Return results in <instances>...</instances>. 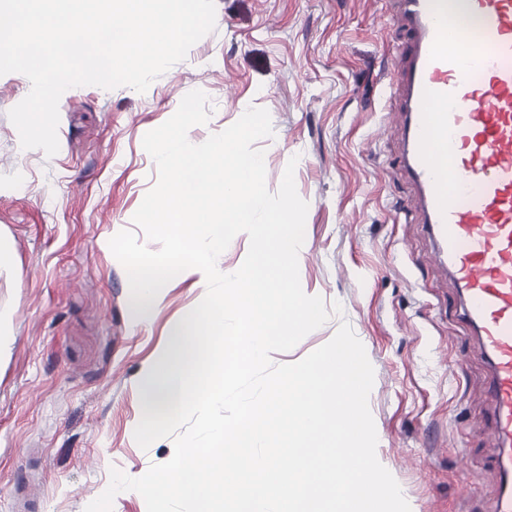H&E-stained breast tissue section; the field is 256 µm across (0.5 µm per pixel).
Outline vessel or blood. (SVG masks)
Listing matches in <instances>:
<instances>
[{"label":"vessel or blood","instance_id":"b4317fda","mask_svg":"<svg viewBox=\"0 0 512 512\" xmlns=\"http://www.w3.org/2000/svg\"><path fill=\"white\" fill-rule=\"evenodd\" d=\"M392 4L402 162L489 367L494 512H512V0H465L461 16L445 0Z\"/></svg>","mask_w":512,"mask_h":512}]
</instances>
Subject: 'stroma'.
Wrapping results in <instances>:
<instances>
[{
  "instance_id": "35a3bbf8",
  "label": "stroma",
  "mask_w": 512,
  "mask_h": 512,
  "mask_svg": "<svg viewBox=\"0 0 512 512\" xmlns=\"http://www.w3.org/2000/svg\"><path fill=\"white\" fill-rule=\"evenodd\" d=\"M215 11L214 31L146 92L70 88L51 157L22 148L8 116L29 79L0 76V512L25 500L85 512L111 468L137 478L173 455L172 439L144 449L134 438L142 381L206 290L185 270L142 313L109 241L158 179L144 135L196 89L211 117L191 143L257 106L273 127L257 143L270 192L298 160L300 283L330 318L273 363L303 359L348 322L375 372L376 455L411 512H493L487 366L411 205L391 129L400 37L388 0H215Z\"/></svg>"
}]
</instances>
